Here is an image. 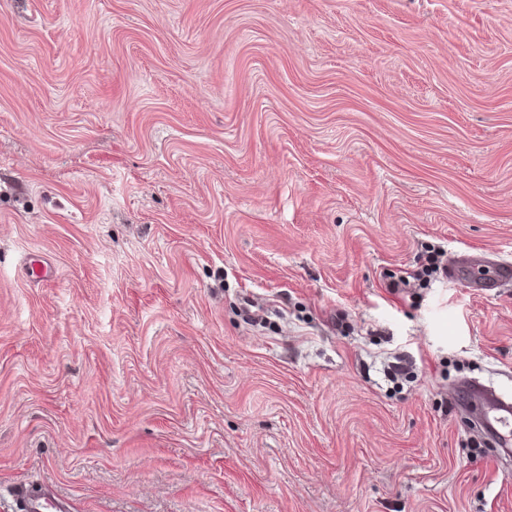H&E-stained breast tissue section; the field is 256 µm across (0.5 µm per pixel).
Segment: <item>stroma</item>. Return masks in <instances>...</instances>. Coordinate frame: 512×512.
<instances>
[{"mask_svg":"<svg viewBox=\"0 0 512 512\" xmlns=\"http://www.w3.org/2000/svg\"><path fill=\"white\" fill-rule=\"evenodd\" d=\"M504 260L512 0H0V512H512ZM470 262L463 256H454L449 262L445 259V252L441 249L421 250L417 255L416 266L411 271L391 274L384 282L385 288L392 293H409L415 288L429 286L431 281L441 271L447 275L454 276L457 271L469 267ZM467 392L479 399L483 418L497 433L501 446L505 448L511 447L512 402L484 392L474 390ZM17 498L21 512H70L66 501L51 496L45 485L29 484L18 487Z\"/></svg>","mask_w":512,"mask_h":512,"instance_id":"1","label":"stroma"}]
</instances>
